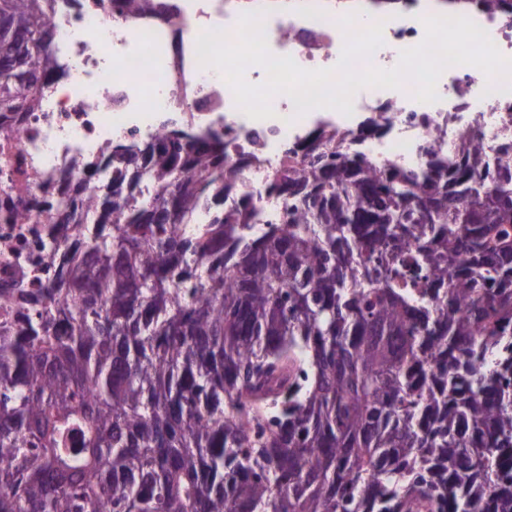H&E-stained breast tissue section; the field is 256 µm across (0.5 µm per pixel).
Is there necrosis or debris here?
<instances>
[{"instance_id": "1", "label": "necrosis or debris", "mask_w": 512, "mask_h": 512, "mask_svg": "<svg viewBox=\"0 0 512 512\" xmlns=\"http://www.w3.org/2000/svg\"><path fill=\"white\" fill-rule=\"evenodd\" d=\"M117 0H50L46 25L52 35L56 78L44 89L40 106L0 122V340H22L32 310L19 296L48 287L55 269L47 252L64 263L70 243L90 235L89 209L100 199L111 172L91 178L88 165L113 145L154 140L182 124L223 136L231 160L240 162L234 192L250 195L259 213L258 229L279 225L288 202L268 195L266 185L285 162L286 150L305 135L318 111L296 117L297 102L272 98V117L254 120L239 110L222 75L201 67L198 34L217 29L235 39L241 14L235 0H157L156 15L131 20ZM285 12L268 13L264 28L270 51L291 56L306 69L335 67L344 43L336 11L327 0H291ZM433 0H409L385 15L383 44L373 66L397 65L401 50L425 35L422 16ZM486 75L470 65L447 68L437 83L439 99L417 101L413 84L403 89L364 88L353 98L354 113L382 117L387 131L361 140L369 164H394L424 175L439 157H448L461 133L479 123L487 152L503 161L512 143V92H487ZM73 180L61 203L79 199L84 207L69 242H53L45 224H10L9 208L41 196L44 181L62 169Z\"/></svg>"}]
</instances>
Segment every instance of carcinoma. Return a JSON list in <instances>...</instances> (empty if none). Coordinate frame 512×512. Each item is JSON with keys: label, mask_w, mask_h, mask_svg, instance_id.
Instances as JSON below:
<instances>
[{"label": "carcinoma", "mask_w": 512, "mask_h": 512, "mask_svg": "<svg viewBox=\"0 0 512 512\" xmlns=\"http://www.w3.org/2000/svg\"><path fill=\"white\" fill-rule=\"evenodd\" d=\"M2 4L7 120L53 61L47 0ZM181 131L113 150L96 234L31 297L53 317L0 352V512H512V166L468 131L413 178L320 131L255 238L224 140ZM42 222L65 241L74 211L18 215Z\"/></svg>", "instance_id": "obj_1"}]
</instances>
